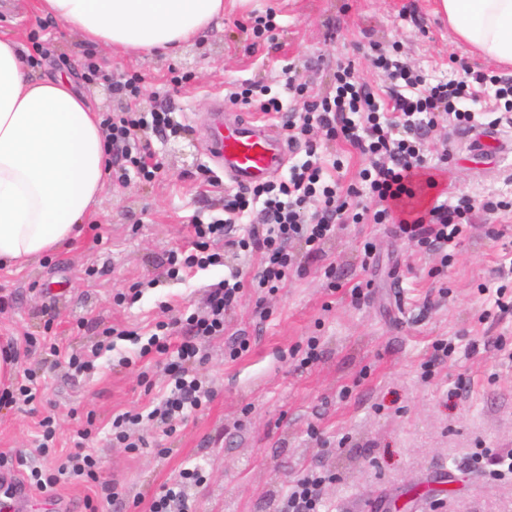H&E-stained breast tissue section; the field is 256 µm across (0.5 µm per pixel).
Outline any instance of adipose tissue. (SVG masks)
<instances>
[{
    "label": "adipose tissue",
    "instance_id": "adipose-tissue-1",
    "mask_svg": "<svg viewBox=\"0 0 512 512\" xmlns=\"http://www.w3.org/2000/svg\"><path fill=\"white\" fill-rule=\"evenodd\" d=\"M121 58L174 53L224 17V0H32ZM456 37L512 67V0H439ZM20 39L0 37V266L24 269L83 233L108 179L102 115L68 73L39 76Z\"/></svg>",
    "mask_w": 512,
    "mask_h": 512
}]
</instances>
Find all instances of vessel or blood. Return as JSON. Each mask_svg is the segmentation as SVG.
<instances>
[{
	"instance_id": "1",
	"label": "vessel or blood",
	"mask_w": 512,
	"mask_h": 512,
	"mask_svg": "<svg viewBox=\"0 0 512 512\" xmlns=\"http://www.w3.org/2000/svg\"><path fill=\"white\" fill-rule=\"evenodd\" d=\"M206 148L225 179L239 187L268 180L286 167L290 154L276 123L229 110L213 118Z\"/></svg>"
}]
</instances>
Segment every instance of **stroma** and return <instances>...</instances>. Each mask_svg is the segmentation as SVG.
Instances as JSON below:
<instances>
[{"label":"stroma","instance_id":"stroma-1","mask_svg":"<svg viewBox=\"0 0 512 512\" xmlns=\"http://www.w3.org/2000/svg\"><path fill=\"white\" fill-rule=\"evenodd\" d=\"M436 9V0H236L221 27L176 57L112 61L60 22L33 14L29 0H0V34L38 45L42 73H74L101 114L133 106L145 113L164 93L182 126L167 137L144 134L158 173L146 179L132 167L125 182L107 181L73 248L20 271L0 267V344L15 340L17 369L37 374L59 439L55 456L39 455L41 410L4 407L0 451L22 448L29 464L53 465L69 452L77 417L94 413L101 429L88 445L101 461L99 481L74 479L56 491L76 512H86L88 497L99 512H147V497L195 466L206 478L187 490L195 512H277L287 487L311 468L334 476L324 490L326 512H512V473L472 466L475 452L512 451V361L504 357L512 351V315L499 316L491 296L512 286V272L501 269L503 242L490 234L503 229L512 238V213L479 215L445 265L396 236L393 225L337 226L324 261L306 262L266 297V321L254 315V295H245L223 335L206 343L199 373L217 395L204 411L168 434L142 422L149 444L135 453L113 444L110 432L114 413L156 405L166 377L153 366L120 367L139 347L118 339L113 350H100L104 330L128 326L148 335L170 309L204 311L210 288L230 269L253 263L229 253L220 265L166 274L168 256L186 243L191 225L224 215L231 186L204 150L215 96H227L242 79L279 92L287 65L322 96L348 60L383 94L389 82L370 63L376 51H398L432 84L463 79L468 70L495 75ZM269 12L273 31L254 33L255 19ZM91 60L114 76L136 78L137 101L113 94L104 81H86ZM495 106L482 97L473 127L447 121L426 140L425 159L442 166L450 204L512 199V121L477 142L483 113ZM210 174L217 186L208 185ZM329 262L341 283L336 290L324 275ZM356 285L364 295L355 303ZM242 331L252 349L230 360L229 338ZM28 336L33 345H25ZM49 336L70 349L99 350L94 372L75 375L55 363L42 345ZM311 336L321 358L302 368L292 352ZM439 339L456 351L424 373ZM115 482L124 495L111 503L106 494Z\"/></svg>","mask_w":512,"mask_h":512}]
</instances>
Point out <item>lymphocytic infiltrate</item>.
I'll return each mask as SVG.
<instances>
[{
	"instance_id": "lymphocytic-infiltrate-1",
	"label": "lymphocytic infiltrate",
	"mask_w": 512,
	"mask_h": 512,
	"mask_svg": "<svg viewBox=\"0 0 512 512\" xmlns=\"http://www.w3.org/2000/svg\"><path fill=\"white\" fill-rule=\"evenodd\" d=\"M372 63L390 82L386 94L366 86L349 62L338 65L335 93L329 97H307L304 85L291 77L286 79L282 94L266 99L250 82L231 92L233 104L254 105L264 113H286L282 127L287 132V143L292 149H304L306 159L291 166L288 175L279 180L225 196L224 222L194 225L192 253L184 257L171 254L169 262L173 265H217L221 256L212 251L211 245L220 240L225 248L259 255L260 262L250 273L232 269L211 288L203 314H175L169 321L158 323L157 333L151 335L138 356L164 359V371L172 387L149 414L126 411L113 417L112 439L117 444L132 452L146 447L145 437L132 434L133 426L142 419L154 421L167 432L212 401V388L197 373L206 360L203 347L210 338L223 335L226 317L235 311L248 289L270 293L293 274L298 262L290 251L291 243L304 242L307 258L319 260L324 241L338 225L390 223L423 253L444 255L457 246L475 210H512V204L503 201L477 205L465 199L451 205L439 200L433 193L438 186L436 174L423 155V140L429 130L450 117L458 125H468L471 103L485 95L504 101L506 110L512 112V79L477 73L469 81L431 85L413 75L399 57L380 54ZM142 125V119L132 111L105 117L113 179H123L127 165L145 166L150 152L137 135ZM315 128L329 140H341L367 157L369 164L359 176L369 187L371 205L362 204L356 188L346 189L338 180H325L318 145L309 138ZM314 197L320 198L321 207L307 211L306 205ZM241 222L247 228L239 237L233 230ZM96 428L94 416L78 421L73 448L64 461L48 470L31 467L27 483L48 493L71 478L96 482L99 461L85 446ZM330 480L326 472L303 471L283 495L280 512H320L323 487ZM188 481L202 484L200 469L183 470L180 481L163 486L152 497L149 512H188L184 492Z\"/></svg>"
}]
</instances>
